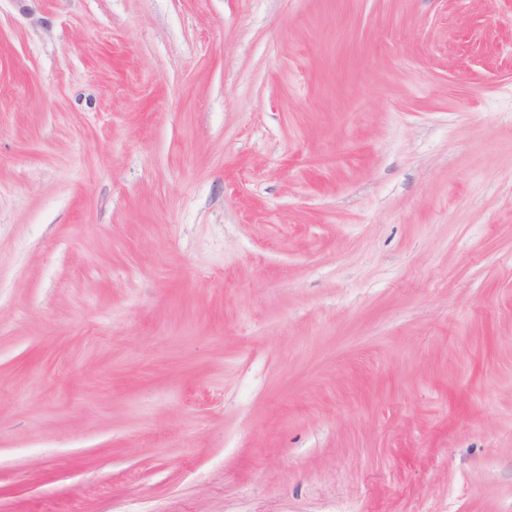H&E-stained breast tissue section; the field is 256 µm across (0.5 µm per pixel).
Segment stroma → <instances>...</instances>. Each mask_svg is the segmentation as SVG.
<instances>
[{
    "mask_svg": "<svg viewBox=\"0 0 512 512\" xmlns=\"http://www.w3.org/2000/svg\"><path fill=\"white\" fill-rule=\"evenodd\" d=\"M0 512H512V0H0Z\"/></svg>",
    "mask_w": 512,
    "mask_h": 512,
    "instance_id": "stroma-1",
    "label": "stroma"
}]
</instances>
